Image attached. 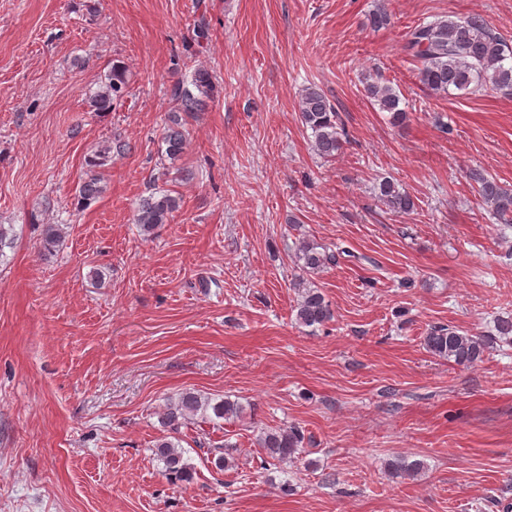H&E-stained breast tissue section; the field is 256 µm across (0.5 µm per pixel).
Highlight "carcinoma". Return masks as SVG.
Listing matches in <instances>:
<instances>
[{
  "label": "carcinoma",
  "mask_w": 512,
  "mask_h": 512,
  "mask_svg": "<svg viewBox=\"0 0 512 512\" xmlns=\"http://www.w3.org/2000/svg\"><path fill=\"white\" fill-rule=\"evenodd\" d=\"M193 41L203 49L210 41L209 23L201 16L193 24ZM404 51L417 63L420 82L435 94L455 91L473 93L485 87L512 94V45L492 34L486 20L478 15L463 19L437 17L415 26L408 33ZM365 92L379 111L389 115V122L401 126L407 120V112L401 107L396 90L378 76H368ZM129 80L126 67L114 64L105 74L99 91L90 98L89 107L94 112H110L129 96ZM171 94L178 103V113L170 117V124L163 136L164 156L174 164L187 147L186 130L180 113L192 115L202 110L206 102L215 98L219 90L209 71L199 65L194 69L190 83L176 82ZM299 114L303 126L311 130L312 148L323 159H332L342 150L344 130L338 122L336 107L325 93L310 86L302 91ZM125 144L118 141L107 146L97 158L88 162L94 170L105 165L112 152L122 153ZM470 178L477 184L478 195L506 226L512 225V190L499 185L481 172H473ZM106 191L100 175L93 174L78 188L77 198L87 207ZM378 198L391 210L408 213L415 208L410 194L392 180L384 178L377 184ZM180 207V198L168 191H158L140 200L134 221L141 231L150 235L162 224H167ZM296 260L306 274H317L335 262V255L317 250L314 244L303 241L298 247ZM333 318L331 305L317 288L307 286L298 302L296 320L300 325L317 328ZM493 341L480 334H470L450 326L430 329L424 337V345L431 354L452 361L457 365L473 364L484 357ZM212 411L217 418L231 417L240 413L237 403L228 399L215 404L198 393L185 390L167 403L160 416V423L167 435L157 439L152 448L155 459L164 466L165 474L178 482L193 479V466L184 457L179 443L170 435L179 432L185 421ZM304 433L299 426L271 428L261 432L258 445L266 457L276 463L293 462L305 453ZM394 477H413L424 470L419 460L400 457L388 464Z\"/></svg>",
  "instance_id": "obj_1"
}]
</instances>
